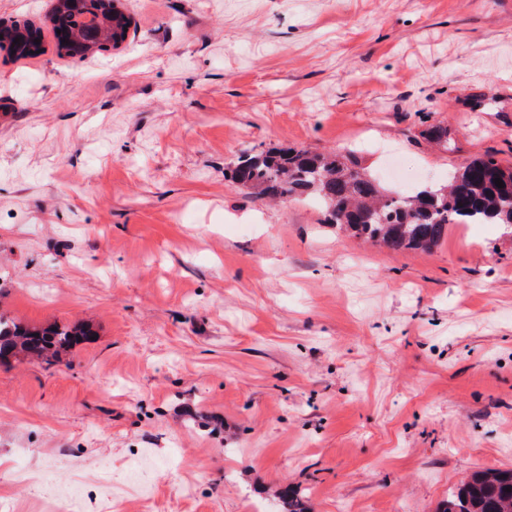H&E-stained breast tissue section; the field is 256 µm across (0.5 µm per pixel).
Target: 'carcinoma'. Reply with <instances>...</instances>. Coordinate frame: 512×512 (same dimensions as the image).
I'll return each mask as SVG.
<instances>
[{"instance_id": "obj_1", "label": "carcinoma", "mask_w": 512, "mask_h": 512, "mask_svg": "<svg viewBox=\"0 0 512 512\" xmlns=\"http://www.w3.org/2000/svg\"><path fill=\"white\" fill-rule=\"evenodd\" d=\"M47 22L58 31L55 52L77 57L120 48L131 18L118 0H59ZM0 52L14 58L44 54L41 27L33 22L0 23ZM231 180L257 197L279 201L316 200L325 223L392 250H430L450 224H500L512 229V166L492 156L477 157L456 171L448 184L409 193L381 187L349 149L316 153L305 147L245 151ZM500 179L499 188L494 179ZM91 336L83 327H38L0 314V363L32 356L57 361ZM438 512H512V470L472 473Z\"/></svg>"}]
</instances>
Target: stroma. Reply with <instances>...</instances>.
<instances>
[{
  "instance_id": "1",
  "label": "stroma",
  "mask_w": 512,
  "mask_h": 512,
  "mask_svg": "<svg viewBox=\"0 0 512 512\" xmlns=\"http://www.w3.org/2000/svg\"><path fill=\"white\" fill-rule=\"evenodd\" d=\"M122 48L0 55V313L89 327L0 366V512H436L512 468V233L391 252L227 176L357 149L392 190L512 165V0H120ZM496 108L476 112L477 93ZM448 127L452 150L425 138ZM148 450V496L100 495Z\"/></svg>"
}]
</instances>
